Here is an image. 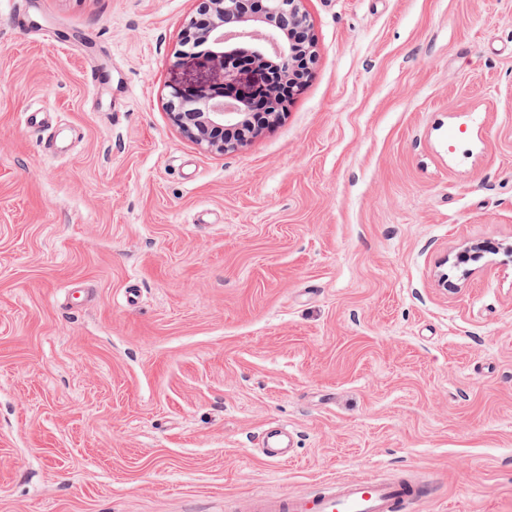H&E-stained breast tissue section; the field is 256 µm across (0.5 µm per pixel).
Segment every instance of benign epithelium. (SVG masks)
Wrapping results in <instances>:
<instances>
[{
  "instance_id": "1",
  "label": "benign epithelium",
  "mask_w": 512,
  "mask_h": 512,
  "mask_svg": "<svg viewBox=\"0 0 512 512\" xmlns=\"http://www.w3.org/2000/svg\"><path fill=\"white\" fill-rule=\"evenodd\" d=\"M303 0H210L211 24L195 31L208 44L193 55L199 68L217 76L190 80L171 86L170 100L187 108L172 112L175 126L200 147L219 152L245 146L270 122L280 116L283 100L273 87L280 81L301 88L315 58L312 49L285 43L270 35L255 34L253 28L271 29L266 17L285 9L307 22Z\"/></svg>"
}]
</instances>
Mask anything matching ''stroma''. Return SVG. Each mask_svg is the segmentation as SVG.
Returning <instances> with one entry per match:
<instances>
[{
	"label": "stroma",
	"instance_id": "1",
	"mask_svg": "<svg viewBox=\"0 0 512 512\" xmlns=\"http://www.w3.org/2000/svg\"><path fill=\"white\" fill-rule=\"evenodd\" d=\"M27 2L19 31L0 0V512L365 474L512 512V0H305L311 77L228 153L168 115L200 0ZM297 436L290 428L280 424L268 425L259 440L260 453L273 462H287L291 459Z\"/></svg>",
	"mask_w": 512,
	"mask_h": 512
}]
</instances>
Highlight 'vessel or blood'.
<instances>
[{
  "instance_id": "b4317fda",
  "label": "vessel or blood",
  "mask_w": 512,
  "mask_h": 512,
  "mask_svg": "<svg viewBox=\"0 0 512 512\" xmlns=\"http://www.w3.org/2000/svg\"><path fill=\"white\" fill-rule=\"evenodd\" d=\"M296 442L294 431L274 424L262 431L259 449L268 460L282 463L291 459ZM424 495L420 484L407 479L362 475L314 492L256 494L248 499L246 512H405Z\"/></svg>"
}]
</instances>
